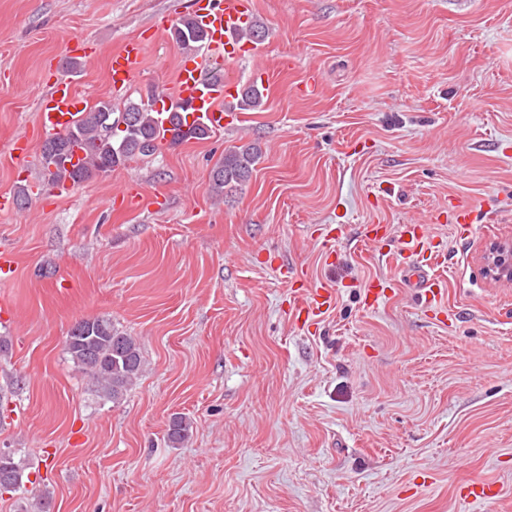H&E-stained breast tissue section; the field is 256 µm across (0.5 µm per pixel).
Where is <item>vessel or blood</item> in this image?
Masks as SVG:
<instances>
[{
  "mask_svg": "<svg viewBox=\"0 0 512 512\" xmlns=\"http://www.w3.org/2000/svg\"><path fill=\"white\" fill-rule=\"evenodd\" d=\"M253 0H192V14L208 35L206 49L182 60L173 76V88L159 92L153 102L158 116L177 106L185 108V126L201 123L213 130L224 129L230 122L223 100L231 90L214 80V68L228 58H245L261 53L256 44L240 40L243 26L251 19ZM145 56L142 42L127 41L111 57L108 79L112 88L129 87L141 70ZM82 110V101L69 78L57 79L49 95L41 101L37 122L44 134L55 135L72 127ZM437 256L424 241L423 227L405 225L400 234L396 265L411 269L425 301L440 300L438 281L433 274Z\"/></svg>",
  "mask_w": 512,
  "mask_h": 512,
  "instance_id": "vessel-or-blood-1",
  "label": "vessel or blood"
}]
</instances>
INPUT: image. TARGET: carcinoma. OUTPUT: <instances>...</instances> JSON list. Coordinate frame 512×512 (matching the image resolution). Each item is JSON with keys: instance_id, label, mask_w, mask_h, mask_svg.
I'll use <instances>...</instances> for the list:
<instances>
[{"instance_id": "carcinoma-1", "label": "carcinoma", "mask_w": 512, "mask_h": 512, "mask_svg": "<svg viewBox=\"0 0 512 512\" xmlns=\"http://www.w3.org/2000/svg\"><path fill=\"white\" fill-rule=\"evenodd\" d=\"M172 40L183 50L195 52L205 47L206 38L191 15L180 18L170 31ZM263 88L253 81L243 83L235 106L242 111L263 104ZM169 127L161 129L155 121L151 103L129 101L115 110L112 103L101 101L81 112L78 121L65 133L47 138L41 147L48 182L68 180L74 185L96 174L107 173L136 157L156 153L163 139L176 146L191 140H204L210 129L200 125L185 129L181 113H169ZM82 152L80 163L73 164L76 152ZM262 158L255 143L234 146L212 170L211 187L218 196L249 181ZM66 350L75 367L87 375L95 391L112 401L119 400L144 370V360L137 340L120 331L111 320L94 317L77 322L66 340ZM192 422L185 416L171 418L167 439L177 445L190 435ZM26 466L15 458V452L0 451V492L25 490Z\"/></svg>"}]
</instances>
